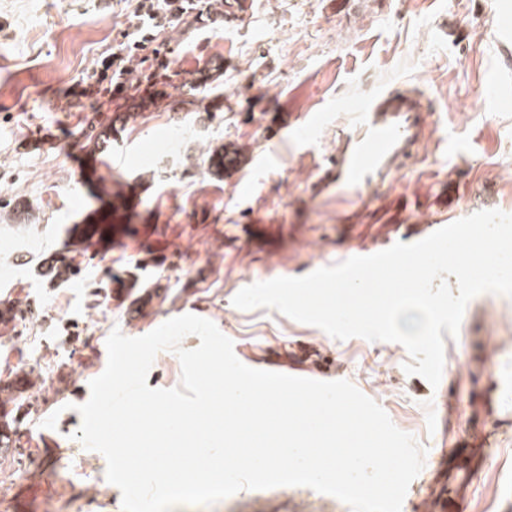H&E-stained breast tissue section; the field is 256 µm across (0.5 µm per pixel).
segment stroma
<instances>
[{
	"instance_id": "stroma-1",
	"label": "stroma",
	"mask_w": 512,
	"mask_h": 512,
	"mask_svg": "<svg viewBox=\"0 0 512 512\" xmlns=\"http://www.w3.org/2000/svg\"><path fill=\"white\" fill-rule=\"evenodd\" d=\"M247 11L220 8L198 22L185 14L163 30L174 77L158 106L125 123V99L88 95L84 111L68 92L93 82L96 64L117 49L135 0H0V308L23 319L0 326V414L7 382L26 374L30 397L18 435L0 452V512H122L106 459L76 439L78 405L107 365L113 329L145 335L194 314L215 323L236 357L263 366L311 350L310 369L332 362L425 448L402 512L430 478L441 446L444 404L455 397L461 422L483 418L476 400L497 386L498 436L467 512H512V298L482 293L467 304L457 338H445L439 386L407 374L401 344L344 341L277 310H241L242 288L299 277L380 244L409 242L432 225L483 210L512 213V0H250ZM222 74L203 89L209 61ZM200 90L188 94L186 82ZM496 85L503 101L489 103ZM406 87L421 92L435 124L411 166L375 191L358 212L308 190L336 144V110L352 97ZM323 115L311 139L296 127ZM111 126L105 149L85 139ZM233 143L246 158L215 176L208 149ZM121 182L116 209L97 198L96 179ZM115 226L109 249L79 243L74 228ZM68 250L74 270L49 266ZM124 293L93 303L111 278ZM486 366L472 367L481 344ZM56 416L55 428L43 425ZM172 512H350L334 496L305 486L243 489Z\"/></svg>"
}]
</instances>
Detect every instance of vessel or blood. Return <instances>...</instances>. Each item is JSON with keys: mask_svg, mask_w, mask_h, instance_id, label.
I'll return each instance as SVG.
<instances>
[{"mask_svg": "<svg viewBox=\"0 0 512 512\" xmlns=\"http://www.w3.org/2000/svg\"><path fill=\"white\" fill-rule=\"evenodd\" d=\"M335 151L319 166L316 195H335L342 206H367L360 188L392 181L405 167L420 134L433 123L417 91L394 88L347 100L339 109ZM488 464L483 445L456 442L439 472L436 494L419 499V512H463L469 493Z\"/></svg>", "mask_w": 512, "mask_h": 512, "instance_id": "b4317fda", "label": "vessel or blood"}]
</instances>
